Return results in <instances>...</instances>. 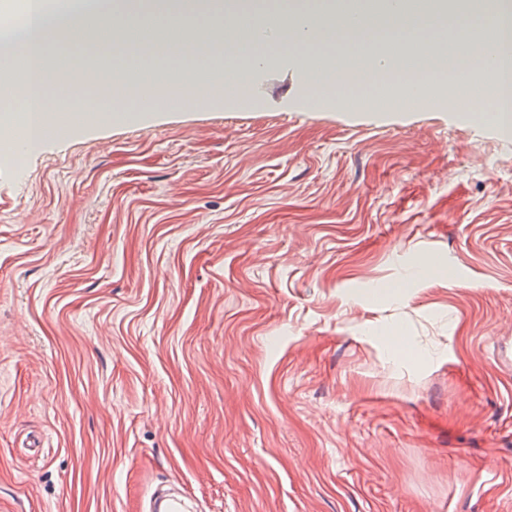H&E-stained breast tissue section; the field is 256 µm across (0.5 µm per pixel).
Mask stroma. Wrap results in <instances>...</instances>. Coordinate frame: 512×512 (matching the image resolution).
Listing matches in <instances>:
<instances>
[{"instance_id":"stroma-1","label":"stroma","mask_w":512,"mask_h":512,"mask_svg":"<svg viewBox=\"0 0 512 512\" xmlns=\"http://www.w3.org/2000/svg\"><path fill=\"white\" fill-rule=\"evenodd\" d=\"M252 95L0 143V512H512V132Z\"/></svg>"}]
</instances>
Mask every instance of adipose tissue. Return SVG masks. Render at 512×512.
<instances>
[{
  "label": "adipose tissue",
  "instance_id": "adipose-tissue-1",
  "mask_svg": "<svg viewBox=\"0 0 512 512\" xmlns=\"http://www.w3.org/2000/svg\"><path fill=\"white\" fill-rule=\"evenodd\" d=\"M396 0H383L372 20L355 25L343 21L336 0H323L316 9L283 6L277 14L289 30L278 34L270 26L256 30L251 26L252 10L246 0H225L223 34L199 37L198 29L185 26V40L177 45L151 47L131 42L132 22L142 18L140 10L102 9L91 0H75L65 14L36 7L31 24L23 28L19 53H27L35 35L59 34L65 43L80 47L97 41L119 43L137 65L128 70L117 65L93 61L85 70L93 82L123 88V101L136 104L150 97L182 98L183 84H190L195 94L194 106H213L225 100L242 106L252 104L251 89L259 69L267 62L261 45L273 43L282 62L303 65L305 83L326 89L327 102L340 106L365 107L375 100L411 102L432 108L451 102L448 90L456 78L446 65L448 55L468 58V78L478 90L465 105L467 117L491 124L502 131L512 130V112L507 96L497 82L489 81L488 69L499 58L501 44L495 38L502 31L504 10L500 0H432L428 14L431 26L414 24L404 28L396 21ZM107 20L106 32L97 23ZM417 45L424 62L415 64L405 52L407 45ZM234 48V77L226 96L215 91L224 76L226 48ZM318 55L317 65H309L311 55ZM22 120L29 126L27 145L41 142L40 129L48 121L57 102L50 88L71 89L72 83L56 70L53 57L41 51L40 65L23 76Z\"/></svg>",
  "mask_w": 512,
  "mask_h": 512
}]
</instances>
